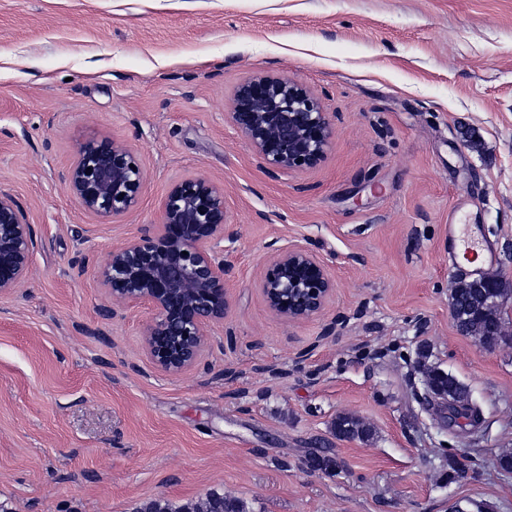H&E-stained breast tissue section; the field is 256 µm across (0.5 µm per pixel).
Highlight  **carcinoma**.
<instances>
[{"instance_id":"1","label":"carcinoma","mask_w":512,"mask_h":512,"mask_svg":"<svg viewBox=\"0 0 512 512\" xmlns=\"http://www.w3.org/2000/svg\"><path fill=\"white\" fill-rule=\"evenodd\" d=\"M451 315L458 331L483 342L498 329V309L491 304V294L486 288H477L472 281L456 283L451 297ZM336 436L348 440H363L370 434L369 428L359 419L339 416L334 422ZM137 512H246L245 504L213 490L196 504L178 508L161 499L148 501Z\"/></svg>"}]
</instances>
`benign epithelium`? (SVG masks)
Returning <instances> with one entry per match:
<instances>
[{
    "mask_svg": "<svg viewBox=\"0 0 512 512\" xmlns=\"http://www.w3.org/2000/svg\"><path fill=\"white\" fill-rule=\"evenodd\" d=\"M224 121L244 136L273 170L304 169L325 154L330 119L298 81L274 76L247 79L237 89ZM145 171L125 144L108 139L83 143L68 174L73 198L85 211L117 219L137 209ZM152 230L112 248L95 276L111 303L145 305L143 343L153 367L179 375L211 346L214 328L229 309L230 264L237 241L224 203V188L202 178L174 183ZM36 247L32 226L8 195L0 194V297L31 274ZM258 286L268 308L297 322L319 316L335 294L328 265L304 246L276 250ZM429 402L455 417L471 403L441 397L440 384L425 380Z\"/></svg>",
    "mask_w": 512,
    "mask_h": 512,
    "instance_id": "obj_1",
    "label": "benign epithelium"
}]
</instances>
